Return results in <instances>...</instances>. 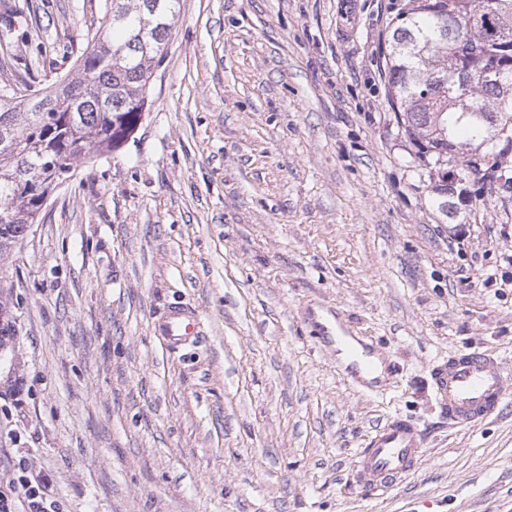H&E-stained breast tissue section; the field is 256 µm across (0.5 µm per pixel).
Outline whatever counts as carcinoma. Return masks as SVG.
<instances>
[{"label":"carcinoma","instance_id":"cac0c4a2","mask_svg":"<svg viewBox=\"0 0 512 512\" xmlns=\"http://www.w3.org/2000/svg\"><path fill=\"white\" fill-rule=\"evenodd\" d=\"M180 12L181 0H111L74 77L3 88L0 258L38 222L59 171L132 135ZM387 41L388 101L420 160L439 171L438 207L453 215L458 186L494 189L485 165L512 155V0H407Z\"/></svg>","mask_w":512,"mask_h":512}]
</instances>
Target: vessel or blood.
I'll list each match as a JSON object with an SVG mask.
<instances>
[{
  "label": "vessel or blood",
  "mask_w": 512,
  "mask_h": 512,
  "mask_svg": "<svg viewBox=\"0 0 512 512\" xmlns=\"http://www.w3.org/2000/svg\"><path fill=\"white\" fill-rule=\"evenodd\" d=\"M315 325L325 349L345 353L342 373L350 385L363 393L381 388L387 365L379 349L355 335L334 309H327ZM153 330L161 343L175 351L196 341L200 318L194 309L174 305L157 317ZM429 376L441 414L461 427L475 425L496 413L512 395V362L482 351L435 362ZM425 446V429L404 417L389 418L367 437L356 456L357 484L370 493L400 483L416 470Z\"/></svg>",
  "instance_id": "b4317fda"
}]
</instances>
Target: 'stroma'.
Masks as SVG:
<instances>
[{
  "label": "stroma",
  "instance_id": "stroma-1",
  "mask_svg": "<svg viewBox=\"0 0 512 512\" xmlns=\"http://www.w3.org/2000/svg\"><path fill=\"white\" fill-rule=\"evenodd\" d=\"M405 0H181L133 134L75 163L9 255L0 485L55 512H512V396L469 428L429 369L512 360V188L437 207L387 102ZM107 0H0V86L73 74ZM194 306L199 344L152 322ZM336 309L398 373L367 395L306 309ZM428 433L367 493L352 459L387 417ZM20 470L21 474L9 486L0 487V512H54L46 506L47 483L32 480L24 474L22 468ZM19 505L23 510H20Z\"/></svg>",
  "mask_w": 512,
  "mask_h": 512
}]
</instances>
